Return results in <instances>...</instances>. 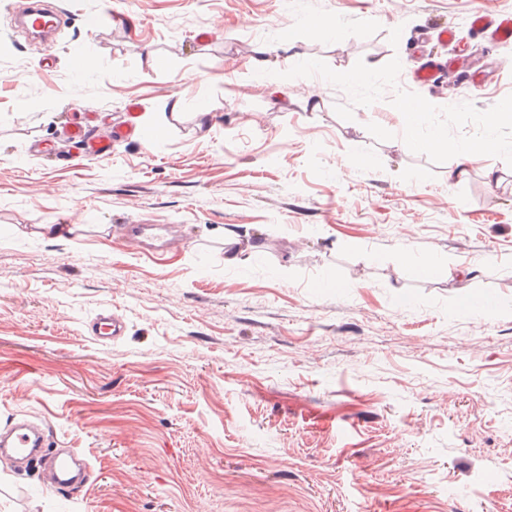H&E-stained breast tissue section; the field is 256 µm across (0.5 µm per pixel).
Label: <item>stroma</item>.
I'll list each match as a JSON object with an SVG mask.
<instances>
[{
  "instance_id": "35a3bbf8",
  "label": "stroma",
  "mask_w": 512,
  "mask_h": 512,
  "mask_svg": "<svg viewBox=\"0 0 512 512\" xmlns=\"http://www.w3.org/2000/svg\"><path fill=\"white\" fill-rule=\"evenodd\" d=\"M6 2L0 425L47 423L91 472L53 493L0 458V512H512V154L457 181L401 124L415 98L417 132L484 135L512 44L469 17L512 0H80L49 68ZM132 102L150 139L69 140L75 107L110 136ZM118 224L169 225L167 250ZM96 121V112H87V119L84 124H77L72 130V137L85 146L86 151L96 157L105 158L110 155L111 147L109 143H105L96 139L92 134L93 124ZM126 329L123 317L104 312L96 318L94 336L102 340L117 339L124 335Z\"/></svg>"
}]
</instances>
